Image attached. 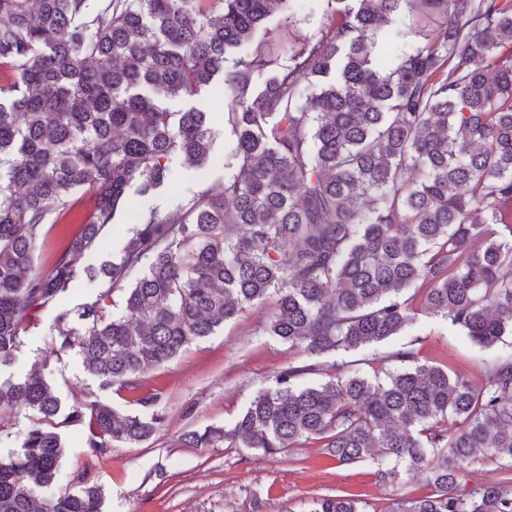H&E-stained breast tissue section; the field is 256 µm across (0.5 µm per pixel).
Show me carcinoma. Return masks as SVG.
<instances>
[{
	"label": "carcinoma",
	"mask_w": 512,
	"mask_h": 512,
	"mask_svg": "<svg viewBox=\"0 0 512 512\" xmlns=\"http://www.w3.org/2000/svg\"><path fill=\"white\" fill-rule=\"evenodd\" d=\"M288 0H0V365L24 322L62 301L133 182L165 184L180 155L202 166L209 113L166 101L224 85L234 173L175 211L136 224L104 291L57 318L56 351L75 349L104 385L140 377L248 306L273 300L270 335L312 362L275 375L230 426L181 435L187 448L286 456L309 440L343 464L372 461L384 482L425 478L432 492L391 512H512V479L460 490L490 455L512 469V351L479 383L393 353L375 381L319 358L367 349L441 314L475 343L512 336V0H326V28L283 48L267 19ZM414 48L379 58L396 22ZM86 207L77 209L79 199ZM80 225L52 267H34L49 218ZM142 271L135 282L130 275ZM124 293L126 316L104 309ZM142 411L74 407L99 458L163 422ZM39 415L0 459V512H102L98 486L48 500L64 456L58 397L38 374L0 385V406ZM352 494L310 512H368Z\"/></svg>",
	"instance_id": "carcinoma-1"
}]
</instances>
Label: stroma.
Segmentation results:
<instances>
[{
	"instance_id": "1",
	"label": "stroma",
	"mask_w": 512,
	"mask_h": 512,
	"mask_svg": "<svg viewBox=\"0 0 512 512\" xmlns=\"http://www.w3.org/2000/svg\"><path fill=\"white\" fill-rule=\"evenodd\" d=\"M326 10L324 0H290L288 11L273 17V34L285 45L317 33L328 24ZM226 100L223 87L216 86L169 101L175 112L193 106L211 113L215 136L208 167L196 170L176 159L170 165L168 185L145 192L132 184L124 211L85 252L62 302L26 324L10 365L0 368L4 384L40 373L66 410L105 404L136 413L138 392L161 396L166 420L158 432L133 447L113 446L99 459L89 455L83 427L60 426L65 456L52 485L41 495L77 490L75 477L82 471L102 490V512H309L314 498L339 491L357 495L372 512H390L397 499L426 495L429 486L410 475L397 485L384 484L376 477L374 464H338L313 440L276 459L248 448L180 446L178 437L184 431L232 424L276 372L305 364L304 354L289 352L286 344L268 335L271 304L248 308L223 331L189 344L144 375L136 392L103 386L85 371L77 350L59 352L52 343L58 314L68 313L71 326L80 328L82 307L104 289L102 281L92 276V268L119 256L139 218L153 212L167 214L232 173L236 137L224 125ZM411 340L424 361L475 382L482 379L486 363L497 351L512 348V341L506 339L497 347L481 348L443 317L424 315L410 336L380 346L381 359L366 366V374L382 379L396 371L392 353ZM36 420L33 411L22 407L0 410V458L20 448Z\"/></svg>"
}]
</instances>
